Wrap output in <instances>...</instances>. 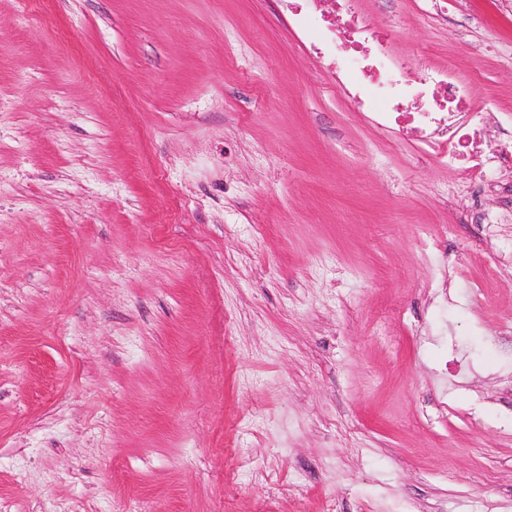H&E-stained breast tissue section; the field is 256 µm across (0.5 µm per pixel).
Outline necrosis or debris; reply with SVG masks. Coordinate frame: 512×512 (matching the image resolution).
<instances>
[{
	"instance_id": "4bbe7bcc",
	"label": "necrosis or debris",
	"mask_w": 512,
	"mask_h": 512,
	"mask_svg": "<svg viewBox=\"0 0 512 512\" xmlns=\"http://www.w3.org/2000/svg\"><path fill=\"white\" fill-rule=\"evenodd\" d=\"M307 0H284L288 18L309 48L334 67L337 84L371 121L385 131L413 124L440 164L469 163L474 175L489 167L474 151L470 131L456 118L470 106L467 82L432 66L409 68L387 35L360 16L358 0H331V14H316Z\"/></svg>"
}]
</instances>
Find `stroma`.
Segmentation results:
<instances>
[{
    "mask_svg": "<svg viewBox=\"0 0 512 512\" xmlns=\"http://www.w3.org/2000/svg\"><path fill=\"white\" fill-rule=\"evenodd\" d=\"M360 11L499 155L512 0ZM420 152L280 0H0V504L512 512V164Z\"/></svg>",
    "mask_w": 512,
    "mask_h": 512,
    "instance_id": "35a3bbf8",
    "label": "stroma"
}]
</instances>
